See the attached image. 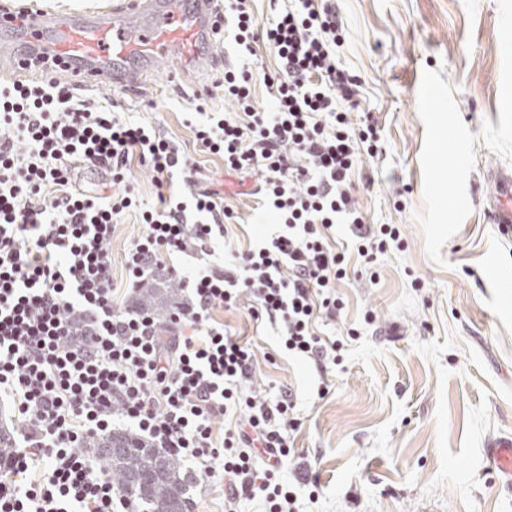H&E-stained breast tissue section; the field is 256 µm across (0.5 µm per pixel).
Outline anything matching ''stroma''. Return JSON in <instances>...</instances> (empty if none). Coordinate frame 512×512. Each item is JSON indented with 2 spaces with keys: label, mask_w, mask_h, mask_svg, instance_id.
I'll return each mask as SVG.
<instances>
[{
  "label": "stroma",
  "mask_w": 512,
  "mask_h": 512,
  "mask_svg": "<svg viewBox=\"0 0 512 512\" xmlns=\"http://www.w3.org/2000/svg\"><path fill=\"white\" fill-rule=\"evenodd\" d=\"M117 0H0L13 11L97 12ZM346 41L342 64L361 81L357 115L378 120L379 150L355 168L351 192L367 223L398 225L403 243L374 263L350 254L337 292L340 317L318 319L322 339L341 341L339 364L319 368L288 353L274 325L253 319L251 298L218 310L256 353L253 389L297 395V463L318 474L299 512H512V484L488 468L489 440L512 434V242L484 215L483 173L512 166V0H331ZM214 63L195 78L163 73L142 92L106 84L84 94L176 140L198 168L196 185L224 198L242 223L214 244L244 249L276 225L254 224L256 177L226 171L200 152L186 126L190 99L229 112ZM433 95L436 105L424 107ZM325 394H318V385Z\"/></svg>",
  "instance_id": "stroma-1"
}]
</instances>
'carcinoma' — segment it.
Wrapping results in <instances>:
<instances>
[{
	"instance_id": "cac0c4a2",
	"label": "carcinoma",
	"mask_w": 512,
	"mask_h": 512,
	"mask_svg": "<svg viewBox=\"0 0 512 512\" xmlns=\"http://www.w3.org/2000/svg\"><path fill=\"white\" fill-rule=\"evenodd\" d=\"M161 296L162 289L145 287L138 301L153 311ZM87 447L107 457L122 495L138 512H186L191 476L179 456L126 431L113 433L110 448L98 439L89 440Z\"/></svg>"
}]
</instances>
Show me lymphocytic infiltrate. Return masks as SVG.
<instances>
[{
	"mask_svg": "<svg viewBox=\"0 0 512 512\" xmlns=\"http://www.w3.org/2000/svg\"><path fill=\"white\" fill-rule=\"evenodd\" d=\"M251 0H224V32L240 56L224 72L235 112H207L190 127L202 152L227 169L258 175V219L275 237L210 264L212 243L236 213L216 193L173 195L193 161L171 139L117 116L112 101L80 96L75 82L39 60L40 80L0 84V392L22 419L15 450L0 459V512H113L120 491L84 443L114 421L154 447L199 462L200 477L224 482V512L261 497L263 512H298V495L278 473L300 423L284 392L258 398L250 388L256 354L215 318L250 294L253 318H268L284 348L316 362L336 358L339 342L317 336L319 314L335 315L345 251L329 231L348 225L358 256L373 262L401 241L396 225L365 224L350 174L373 155V118L351 120L360 82L336 50L345 32L324 0H287L259 22ZM277 59L267 70L255 46ZM268 91L255 108L252 84ZM150 169L158 202L132 186L133 165ZM100 173L108 196L74 181L76 168ZM136 213L141 234L124 254L126 286L177 282L189 294L167 319L121 306L109 244L116 224ZM198 256L199 268L176 263ZM234 421L222 441L216 417ZM38 478L27 479L30 469Z\"/></svg>",
	"mask_w": 512,
	"mask_h": 512,
	"instance_id": "lymphocytic-infiltrate-1",
	"label": "lymphocytic infiltrate"
}]
</instances>
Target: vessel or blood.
Listing matches in <instances>:
<instances>
[{"mask_svg": "<svg viewBox=\"0 0 512 512\" xmlns=\"http://www.w3.org/2000/svg\"><path fill=\"white\" fill-rule=\"evenodd\" d=\"M218 0H121L111 9L86 15L28 13L32 52L53 58L60 69L130 91L178 62L199 60L200 46L212 43L222 21ZM484 195L490 223L501 238L512 237V170L485 171ZM493 471L512 479V438L486 450Z\"/></svg>", "mask_w": 512, "mask_h": 512, "instance_id": "obj_1", "label": "vessel or blood"}]
</instances>
